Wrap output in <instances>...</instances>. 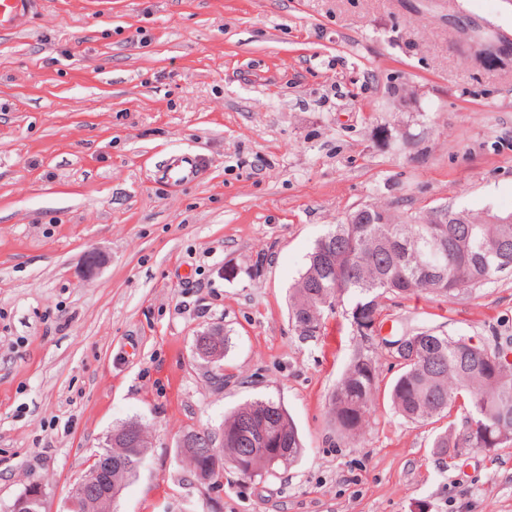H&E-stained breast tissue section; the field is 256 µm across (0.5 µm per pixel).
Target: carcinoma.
<instances>
[{
    "label": "carcinoma",
    "mask_w": 512,
    "mask_h": 512,
    "mask_svg": "<svg viewBox=\"0 0 512 512\" xmlns=\"http://www.w3.org/2000/svg\"><path fill=\"white\" fill-rule=\"evenodd\" d=\"M448 225L446 244L428 233L425 217L387 216L386 224H333L309 255L298 282L289 292L288 315L302 328L301 338H313L323 326L321 296H336L348 307L380 305V299L426 294L452 302L463 293L496 282L502 267L512 266V223L489 224L487 218L456 213ZM431 348L409 362L398 363L390 399L394 409L412 424L435 423L462 412L460 428L438 434L437 455L450 448H500L512 444V339L494 337V344H474L467 336H447L425 330ZM225 337L217 328L197 336L198 358L221 368ZM377 401L373 357L358 350L331 396V413L341 438L357 446ZM224 446L219 455L236 459L249 455L253 477L272 473L265 455L255 448L257 436L270 433L291 450L288 463L302 454L303 442L288 412L270 398L253 400L234 411L220 429ZM212 433L189 430L177 443L178 454L194 475L204 480L202 451L211 447ZM148 448L145 430L136 422L112 430V444L100 452L112 454V470L102 474V487L120 492L134 479Z\"/></svg>",
    "instance_id": "carcinoma-1"
}]
</instances>
